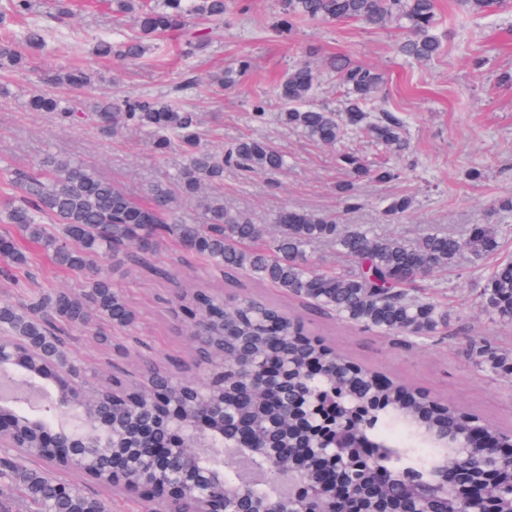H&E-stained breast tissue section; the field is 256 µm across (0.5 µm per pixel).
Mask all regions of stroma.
<instances>
[{
    "instance_id": "1",
    "label": "stroma",
    "mask_w": 512,
    "mask_h": 512,
    "mask_svg": "<svg viewBox=\"0 0 512 512\" xmlns=\"http://www.w3.org/2000/svg\"><path fill=\"white\" fill-rule=\"evenodd\" d=\"M34 2L36 17L50 38L32 68L8 73L12 95L0 98V204L15 194L11 170L35 166L49 154L95 168L138 200L149 185L170 182L177 156H158L142 133L129 130L106 140L91 126L63 125L50 113L23 109L24 95L38 85L43 71L95 63L92 48L102 34L132 29L131 19L112 16L98 2L72 16L57 14L53 0ZM279 6L280 0H245L223 23L199 24L209 46L198 54L183 55L182 36L173 32L165 38L162 52H149L139 65L97 63L106 79L85 94L178 97L180 104L197 113L207 146L217 152L246 137L269 140L288 159L283 173L272 179L247 178L234 168L224 170L225 205L254 223H269L277 211L288 207L409 239L430 226L461 234L471 224H493L502 233L505 253L512 255V213L499 209L500 200L512 196V88L496 82L500 73H512V2L472 21L457 10L454 0H440L443 52L424 65H410L397 57L395 45L402 33L394 28H369L356 21L304 22L292 31L276 33L272 24ZM334 53L382 71L384 85L376 106L405 120L408 154L390 153L364 132L324 146L281 123L275 97L281 78L295 63L314 64ZM478 56L485 60L479 70L473 66ZM243 57L250 59L251 68L236 86L211 85V75L236 67ZM258 100L265 103L260 122L250 115ZM345 151L359 152L374 165H394L401 176L388 183L357 182L362 204L345 209L337 192L338 184L348 179L337 164ZM475 167L482 170L481 179L470 178ZM401 195L412 198V209L398 220H386L384 206ZM150 263V268L113 277L115 287L139 313L137 326L116 331L117 344L109 351L84 339L74 343L76 362L87 377L126 372L136 378L145 364L153 363L175 370L181 378L202 379L205 366L198 360V345L176 319L173 284L159 272L178 273L180 281L218 294L225 291L224 275L165 248L152 255ZM481 266V260L467 255L455 269L428 280V288L447 299L453 319L450 336L423 344L347 326L251 280L245 287L302 316L315 338L354 362L510 432L512 376L491 377L476 367L480 344L512 343V325L492 320L479 304ZM81 284L80 276L55 271L34 255L17 279L0 276V299H16L23 288L70 291Z\"/></svg>"
}]
</instances>
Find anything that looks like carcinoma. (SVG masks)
Segmentation results:
<instances>
[{"label": "carcinoma", "instance_id": "1", "mask_svg": "<svg viewBox=\"0 0 512 512\" xmlns=\"http://www.w3.org/2000/svg\"><path fill=\"white\" fill-rule=\"evenodd\" d=\"M117 16L130 17L134 32L120 38L101 37L93 54L136 65L152 50L162 48L164 36L183 31L188 53L203 49L205 38L189 28L192 19L220 23L231 0H106ZM506 0H456L466 15L482 16ZM32 0H0V13L23 17L21 38L0 36V71L11 72L31 63L47 43L48 30L32 18ZM354 20L369 27L392 26L405 33L396 48L407 63H429L442 51L437 33V0H281L277 26L292 29L305 21ZM250 69L242 59L237 68L221 75L216 84L232 86ZM336 77L346 89L338 110L311 104L324 75ZM104 80L96 67L55 70L45 82L60 88L90 87ZM383 83L375 67L352 63L342 55L327 58L324 70L306 62L288 70L276 87L280 119L320 144H336L365 128L375 142L398 154L410 149L401 117L383 110L371 114ZM30 112H49L62 122L82 119L103 135L126 128L146 132L154 151L181 158L175 179L180 191L202 197V222L180 219L170 188L152 184L146 198L132 200L111 181L79 162L47 157L33 169L15 173L13 184L21 200L5 204L7 223L42 252L53 265L84 278L76 292L53 290L32 302L0 301V339L5 350L21 357L29 372L49 370L59 379L65 399L81 401L86 423L106 422L110 433L82 452L84 470L105 488L112 487L107 471L112 448L141 447L140 425L152 420L162 430L164 407L134 412L113 400L122 390L119 380L97 383L77 393L70 376L79 372L69 348L74 330L90 333V340L112 348L107 330L125 329L137 321V312L123 293L112 286V272L134 263L147 266L146 257L163 246L201 259L224 271V278L245 277L266 283L282 294L309 303L350 326L383 335H403L426 342L448 333L451 312L436 294L422 292L421 283L432 273L455 267L468 253L488 258L482 274L480 299L496 321L512 325V257H501L503 241L492 224H473L458 236L430 227L414 239L381 235L362 225L345 226L306 209L283 208L274 217L277 234L267 238L266 227L224 206L221 188L224 167L246 175L274 176L287 166L285 155L265 139L248 137L214 154L202 143L197 115L163 98L115 97L72 100L49 92H31L23 101ZM351 179L338 193L348 209L361 205L355 182H387L400 177L392 166L373 167L359 154L340 155ZM412 207L407 197H395L384 208L392 220ZM50 223H43V219ZM316 245L330 247L342 267L324 270L312 260ZM0 260L24 268L29 256L14 236H0ZM176 311L192 336L202 337L209 368L224 371V391L204 383H181L178 402L191 419L210 413V426L224 431V447L233 448L241 435L252 433V445L262 449L270 482L286 479L283 471L293 460L283 448H298L320 431L330 440L355 433L356 448L336 451L332 487L317 492L308 508L334 502L336 512H463L462 499L443 495L434 475L446 458L481 461L489 444H469L463 433L480 418L452 405L432 401L424 391L362 372L324 342L309 337L302 320L276 303L256 296L231 302L202 288H184ZM315 365L318 375L303 368ZM477 368L489 375L512 376V348L484 344L477 352ZM173 381L171 372L151 368L138 391L148 394ZM3 439L15 445L0 456V483L7 482L13 498H0V512H108V500L89 494L69 479L64 462L50 464L39 454L40 435L31 427L28 410L18 414L15 429ZM174 470H193L197 483L208 480L192 458L172 459ZM492 493L498 512H512V464L501 465ZM224 512L240 507L239 464L224 461Z\"/></svg>", "mask_w": 512, "mask_h": 512}]
</instances>
